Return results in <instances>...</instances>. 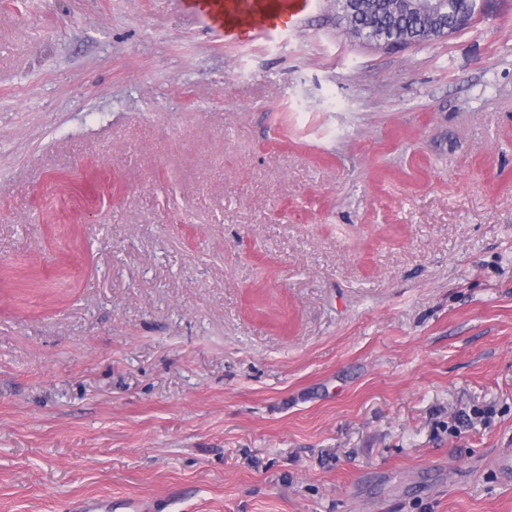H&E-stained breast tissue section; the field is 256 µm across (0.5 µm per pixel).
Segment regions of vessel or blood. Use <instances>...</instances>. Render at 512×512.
Segmentation results:
<instances>
[{
    "instance_id": "obj_1",
    "label": "vessel or blood",
    "mask_w": 512,
    "mask_h": 512,
    "mask_svg": "<svg viewBox=\"0 0 512 512\" xmlns=\"http://www.w3.org/2000/svg\"><path fill=\"white\" fill-rule=\"evenodd\" d=\"M319 0H184L188 10L207 14L225 37L241 32L271 41L280 38L284 26L301 24Z\"/></svg>"
}]
</instances>
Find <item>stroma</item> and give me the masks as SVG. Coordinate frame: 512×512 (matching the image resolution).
Returning <instances> with one entry per match:
<instances>
[{
	"mask_svg": "<svg viewBox=\"0 0 512 512\" xmlns=\"http://www.w3.org/2000/svg\"><path fill=\"white\" fill-rule=\"evenodd\" d=\"M274 41L0 0V512H512V0ZM357 1V9L359 16L363 18L371 5L377 0H353ZM378 9L375 13L366 16L361 21L368 30H390L397 31L399 35H405L406 32L420 33L421 38L419 44L429 43L430 33L426 28L425 13L417 7L416 9L397 12L393 8L391 0H380ZM361 21L356 23H348L344 21L345 33L358 40H368L367 30ZM369 41V40H368ZM448 1V17H453L458 14L468 12L473 8V1L476 0H447ZM433 2L427 4L425 7L429 13L427 18L429 19L428 27L433 36L432 40L448 37L453 33H456L466 27H468L476 13V8L472 13L462 14L457 16L450 24H448V18L442 16L441 7L442 4L439 0L429 1Z\"/></svg>",
	"mask_w": 512,
	"mask_h": 512,
	"instance_id": "1",
	"label": "stroma"
}]
</instances>
